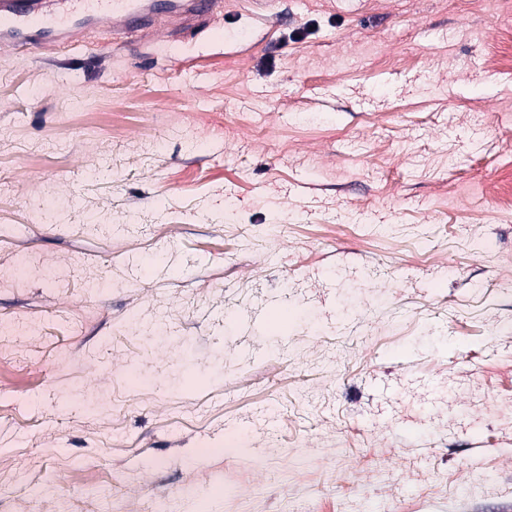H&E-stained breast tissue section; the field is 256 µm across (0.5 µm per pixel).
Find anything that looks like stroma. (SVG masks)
<instances>
[{"label": "stroma", "instance_id": "obj_1", "mask_svg": "<svg viewBox=\"0 0 512 512\" xmlns=\"http://www.w3.org/2000/svg\"><path fill=\"white\" fill-rule=\"evenodd\" d=\"M508 53L487 0L0 48V320L43 325L12 344L43 384L0 410V512H512ZM40 193L62 216L30 223ZM29 253L55 284L11 280Z\"/></svg>", "mask_w": 512, "mask_h": 512}]
</instances>
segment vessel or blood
<instances>
[{"label":"vessel or blood","mask_w":512,"mask_h":512,"mask_svg":"<svg viewBox=\"0 0 512 512\" xmlns=\"http://www.w3.org/2000/svg\"><path fill=\"white\" fill-rule=\"evenodd\" d=\"M223 9V0H168L162 9L155 0H0V43L68 45L90 20L116 31L148 29L172 13L195 28L218 21Z\"/></svg>","instance_id":"vessel-or-blood-1"}]
</instances>
